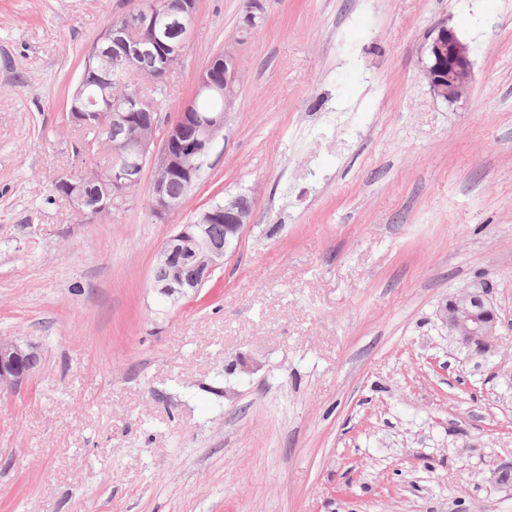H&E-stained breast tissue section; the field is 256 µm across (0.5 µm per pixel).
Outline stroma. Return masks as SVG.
<instances>
[{
    "instance_id": "obj_1",
    "label": "stroma",
    "mask_w": 512,
    "mask_h": 512,
    "mask_svg": "<svg viewBox=\"0 0 512 512\" xmlns=\"http://www.w3.org/2000/svg\"><path fill=\"white\" fill-rule=\"evenodd\" d=\"M196 0L166 79L240 59L224 136L181 210L140 186L78 214L63 175L102 164L68 116L86 52L139 0H0V336L40 371L0 393V512H512V0ZM473 49L436 98L426 44ZM248 196L195 294L166 301L176 225ZM482 287L479 357L438 317ZM430 37L423 78L434 96L457 103L466 97L473 81L472 48L458 37L448 20L440 22Z\"/></svg>"
}]
</instances>
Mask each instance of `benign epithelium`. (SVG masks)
<instances>
[{"label": "benign epithelium", "instance_id": "1", "mask_svg": "<svg viewBox=\"0 0 512 512\" xmlns=\"http://www.w3.org/2000/svg\"><path fill=\"white\" fill-rule=\"evenodd\" d=\"M195 8L196 0H177L173 10L161 15H125L89 51L91 64L80 75L77 91L84 93L100 71L105 74L103 82H112V77L128 70L130 63L143 55L160 61L152 83H165L185 50L183 33L190 29ZM239 70L240 62L234 53L215 57L200 72L194 96L183 104L160 137L156 136L158 112L154 97L135 91L115 97L110 92L104 94L103 103L110 119L105 131L109 134L111 163L82 177L62 179L61 193L79 208L86 194L94 190L99 205L86 216L109 213L128 202L148 166L152 172L149 204L153 214L165 220L178 213L183 198L171 194L168 184L178 180L188 191L199 180L211 146L224 131L226 114L237 97ZM423 78L434 96L449 104L465 98L471 87L472 48L446 20L431 34ZM200 97L223 99L224 110L198 111L196 100ZM69 118L84 130L102 123V113L85 106L71 110ZM251 211L250 201L239 195L200 211L187 224L178 225L158 253L154 281L159 293L175 301L198 291L224 263L227 247L239 239L250 223ZM214 224L224 225V239L212 235ZM439 319L448 336L467 351L483 355L492 348L498 316L487 304L484 288H470L447 300L439 310ZM41 361L37 346L0 337V391H13L31 379Z\"/></svg>", "mask_w": 512, "mask_h": 512}]
</instances>
